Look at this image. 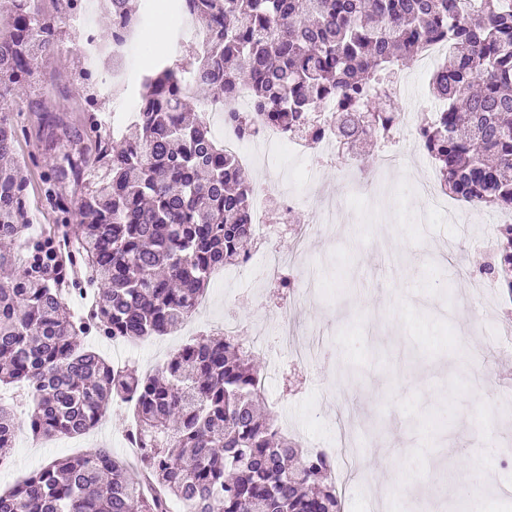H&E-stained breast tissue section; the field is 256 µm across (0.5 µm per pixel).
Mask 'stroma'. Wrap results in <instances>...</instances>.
Segmentation results:
<instances>
[{
	"instance_id": "stroma-1",
	"label": "stroma",
	"mask_w": 512,
	"mask_h": 512,
	"mask_svg": "<svg viewBox=\"0 0 512 512\" xmlns=\"http://www.w3.org/2000/svg\"><path fill=\"white\" fill-rule=\"evenodd\" d=\"M58 51L39 58L34 79L8 96L14 123L26 131L16 152L29 184L28 221L32 230L54 224L42 205L43 178L60 155L46 122L56 119L68 132L83 131L84 101L80 75L85 63L71 25L57 31ZM294 173L291 192L310 189L323 196L351 198V220L328 227L308 246L307 266L325 291L308 298L296 313L300 335H314L320 357L289 364L284 382L266 380V406L307 452L336 445L346 426L363 435L366 451L351 479L352 496L343 512H368L371 497L365 475L394 468L397 480L377 502L380 512H406L408 472H419L429 496L416 512L430 507L467 512L468 490L450 494L449 466L480 472L492 469L497 492L487 496L484 512H512V355L495 343L501 329H512V299L497 292L485 300L471 276L476 261H488L479 239L492 231V210L459 223L428 211L417 190L424 162L412 154L403 170L382 181L361 185L338 167L317 165L312 149L285 155L263 168L266 176ZM210 305L197 315L196 332L230 319L249 328L275 316L274 295L265 284L211 282ZM357 381L343 396L334 392L337 372ZM487 374L489 394L483 406V432L469 422L474 396L471 373ZM104 427L76 438H61L29 448L14 447L11 470L0 472V492L12 489L48 462L106 448L121 455L131 424L129 407L113 402Z\"/></svg>"
}]
</instances>
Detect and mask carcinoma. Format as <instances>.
<instances>
[{"label":"carcinoma","mask_w":512,"mask_h":512,"mask_svg":"<svg viewBox=\"0 0 512 512\" xmlns=\"http://www.w3.org/2000/svg\"><path fill=\"white\" fill-rule=\"evenodd\" d=\"M0 384L28 389V427L76 436L96 427L114 400L131 406L137 477L101 448L54 460L7 493L0 512H342L330 459L308 455L261 416L264 371L230 336H200L155 373L115 367L77 339L167 336L195 312L217 267L250 254L252 181L198 119L190 92L225 100L251 89L254 107L284 133L314 140L320 103L336 104V139L352 148L390 131L396 107L376 95L380 77L414 61L431 42L448 56L431 75L443 107L420 140L448 194L512 211V0H173L197 19L210 47L192 63L143 77L138 119L105 140L96 114L82 140L68 132L43 181L59 223L29 232L28 184L11 163L24 130L5 96L30 81L34 54L57 51L62 14L0 0ZM99 173L74 201L67 187ZM483 273L512 295V224ZM96 295L86 314L66 300ZM14 411L0 405V460L13 448Z\"/></svg>","instance_id":"1"}]
</instances>
